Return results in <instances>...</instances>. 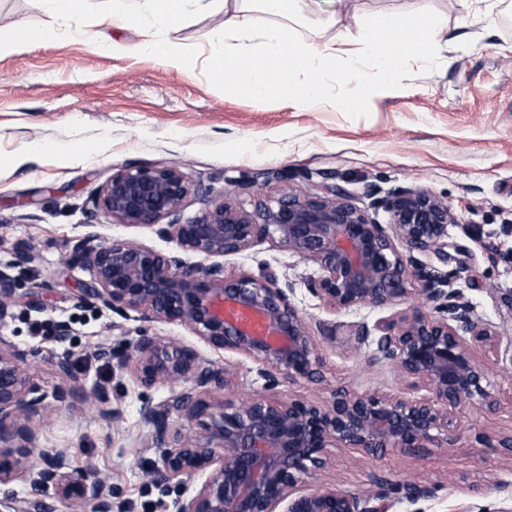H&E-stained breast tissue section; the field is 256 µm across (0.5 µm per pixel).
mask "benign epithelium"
I'll list each match as a JSON object with an SVG mask.
<instances>
[{
	"instance_id": "benign-epithelium-1",
	"label": "benign epithelium",
	"mask_w": 512,
	"mask_h": 512,
	"mask_svg": "<svg viewBox=\"0 0 512 512\" xmlns=\"http://www.w3.org/2000/svg\"><path fill=\"white\" fill-rule=\"evenodd\" d=\"M189 185L179 169L164 163L126 165L101 189L94 207L127 226L156 228L183 252L202 261L183 265L151 246L93 235L76 239L73 253L93 271V285L80 302L121 316L134 311L145 322L181 325L214 349L250 359L261 390L236 403L214 406L200 393L229 389L231 372L180 345L139 330L126 367L140 385L189 389L154 403L143 402L148 447L159 464L146 472L156 484L198 476L196 492L173 502V512H389L396 502L415 504L434 496L435 487L415 481L370 476L367 490L329 486L305 491L303 484L327 465L332 448H354L374 459L389 452L429 455L457 447L456 412L475 407L486 414L500 407L488 367L475 352L501 349L494 323L476 314L452 280L467 271L473 253H448V226L456 217L447 202L421 187L385 193L371 185L370 206L383 210L379 224L344 189L326 184L321 192L287 188L273 200L259 199L248 211L222 196L182 219ZM269 242L318 267L307 290L334 312L391 309L413 298L419 306L381 318L373 325L338 326L312 322L292 302L293 286H279L272 273L259 277L226 274L207 260L237 255ZM434 257L440 266L419 256ZM450 270H443L448 263ZM19 279L0 269V325L14 316L23 297ZM347 332L354 350L369 349V362L393 368L415 390L407 398L325 386L323 362L313 331L327 339ZM28 354L0 338V484L17 474L55 498L95 512H112V490L88 467L73 465L64 448H40L22 420L43 397H31L25 365ZM69 384L53 401L69 405L76 377L66 358L54 362ZM306 383L326 396L286 399L282 387ZM181 424L175 426L171 418ZM25 451L15 450L16 440ZM478 453L512 458V431L477 437ZM37 452L40 464H28ZM0 512H54L44 501L0 497Z\"/></svg>"
}]
</instances>
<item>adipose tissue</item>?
<instances>
[{"label": "adipose tissue", "mask_w": 512, "mask_h": 512, "mask_svg": "<svg viewBox=\"0 0 512 512\" xmlns=\"http://www.w3.org/2000/svg\"><path fill=\"white\" fill-rule=\"evenodd\" d=\"M217 0H112V21L123 27L146 29L156 20L165 26L178 25L192 10H206ZM252 5L224 16V50L213 55V73L229 91L268 98L290 96L305 106L320 102L327 80H341L336 60L346 42L343 32L326 29L321 42H299L286 25H263L266 17L298 13L301 0H251ZM445 31L434 15L409 17L400 13H378L360 25V66L356 76L368 83L371 72L394 77L397 66L409 58H426L431 43ZM113 53L150 55L171 68L186 73L192 61L183 47L170 39L148 36L135 44L116 42ZM304 79H297V71Z\"/></svg>", "instance_id": "1"}]
</instances>
